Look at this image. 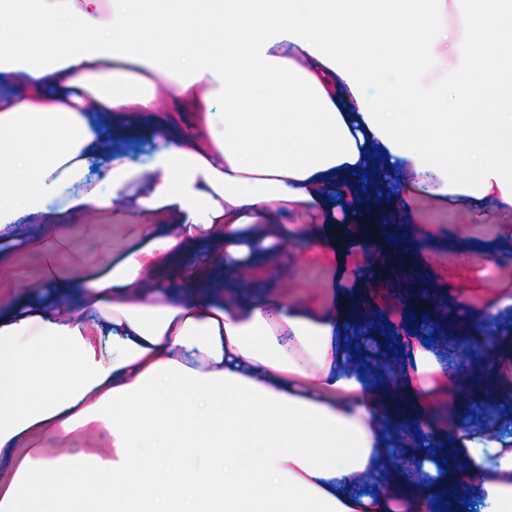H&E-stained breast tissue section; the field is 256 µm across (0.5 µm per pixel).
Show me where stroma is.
<instances>
[{
	"mask_svg": "<svg viewBox=\"0 0 512 512\" xmlns=\"http://www.w3.org/2000/svg\"><path fill=\"white\" fill-rule=\"evenodd\" d=\"M414 220L443 227V235L432 241H420L412 252L414 265L404 274L394 275L393 294L373 298L372 306L388 331L401 335L403 342L391 360L392 366L412 364V352L423 349L442 357V337L475 334L476 328L460 308L461 299L493 300L512 291V214L497 209L493 202L478 206L460 205L449 200L435 206L429 200L412 203ZM94 231L80 225L68 227L67 251L59 254L57 266L62 273L79 277L103 267L112 253L137 244L142 216L125 206L89 216ZM392 247L381 239L365 242L352 237L344 243L333 263L322 262L319 249L308 243H291L271 259L259 260L258 271L248 273L240 284L243 294L277 291L301 302L322 303L332 284L347 289L350 297L364 293L377 273L376 265L386 262ZM42 283V257L38 251L19 254L0 272V290L7 292L21 285L34 291ZM426 288L452 309L446 325L436 336H428L417 311L399 301L398 296L416 288ZM502 331L498 365L489 371L475 369V386L489 389L493 399L461 398L453 418L464 421L475 436L497 434L500 440L512 439V311L494 317ZM109 449L104 432L78 430L69 440L58 441L52 434L33 437L29 453H44L68 461Z\"/></svg>",
	"mask_w": 512,
	"mask_h": 512,
	"instance_id": "35a3bbf8",
	"label": "stroma"
}]
</instances>
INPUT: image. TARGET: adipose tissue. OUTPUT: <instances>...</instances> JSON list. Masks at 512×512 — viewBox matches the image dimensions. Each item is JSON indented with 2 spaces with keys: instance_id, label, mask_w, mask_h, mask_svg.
I'll return each instance as SVG.
<instances>
[{
  "instance_id": "1",
  "label": "adipose tissue",
  "mask_w": 512,
  "mask_h": 512,
  "mask_svg": "<svg viewBox=\"0 0 512 512\" xmlns=\"http://www.w3.org/2000/svg\"><path fill=\"white\" fill-rule=\"evenodd\" d=\"M192 119L140 162L108 155L156 111ZM404 191L512 213V0H18L0 9V266L39 227L116 199L141 243L43 299L0 305V512H512V448L433 427L458 391L417 351L396 394L355 367L349 295L304 306L238 282L312 242L329 190L375 154ZM290 220L275 223L273 210ZM417 417L447 454L399 446ZM106 431L91 465L20 455ZM423 486L361 485L399 455Z\"/></svg>"
}]
</instances>
